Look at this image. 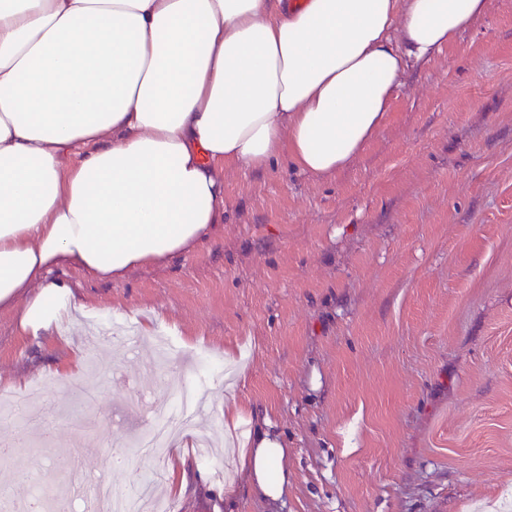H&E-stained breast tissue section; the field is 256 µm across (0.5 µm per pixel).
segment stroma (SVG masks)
<instances>
[{
    "instance_id": "35a3bbf8",
    "label": "stroma",
    "mask_w": 512,
    "mask_h": 512,
    "mask_svg": "<svg viewBox=\"0 0 512 512\" xmlns=\"http://www.w3.org/2000/svg\"><path fill=\"white\" fill-rule=\"evenodd\" d=\"M224 222L206 247L123 280L63 267L90 314L22 331L0 311V393L51 412L43 434L0 417V512H21L40 474L73 512L72 454L85 480L133 488L132 437L149 392L169 403L194 382L200 431L217 450L267 412L288 450V488L233 509L196 448L168 512H507L512 504V0L414 65L377 136L344 170L316 178L290 160L225 166ZM151 335H144V326ZM207 367L202 353L223 359ZM81 353L78 377L59 371ZM234 382L235 429L224 384Z\"/></svg>"
}]
</instances>
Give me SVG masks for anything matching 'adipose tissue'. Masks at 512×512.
<instances>
[{
  "label": "adipose tissue",
  "mask_w": 512,
  "mask_h": 512,
  "mask_svg": "<svg viewBox=\"0 0 512 512\" xmlns=\"http://www.w3.org/2000/svg\"><path fill=\"white\" fill-rule=\"evenodd\" d=\"M487 0H0V309L35 333L103 280L194 250L229 163L344 169L412 64ZM262 417L232 455L259 499L288 486Z\"/></svg>",
  "instance_id": "adipose-tissue-1"
}]
</instances>
